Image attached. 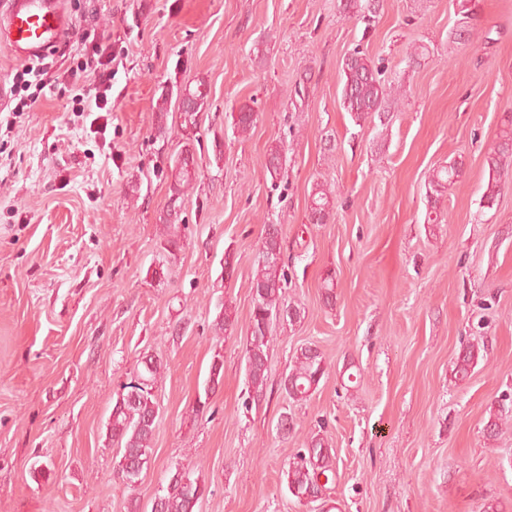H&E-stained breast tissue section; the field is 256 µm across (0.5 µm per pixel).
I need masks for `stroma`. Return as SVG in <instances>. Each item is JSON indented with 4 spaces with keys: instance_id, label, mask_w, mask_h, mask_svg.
<instances>
[{
    "instance_id": "obj_1",
    "label": "stroma",
    "mask_w": 512,
    "mask_h": 512,
    "mask_svg": "<svg viewBox=\"0 0 512 512\" xmlns=\"http://www.w3.org/2000/svg\"><path fill=\"white\" fill-rule=\"evenodd\" d=\"M344 4L64 0L70 25L48 90L14 89L22 64L0 48V512H128L177 464L208 488L196 512H480L488 501L512 512V178L483 199L487 153L512 116V0H381L365 20ZM97 43L112 59L110 86L85 85V102L103 94L112 107L99 121L60 80ZM356 48L404 90L361 125L340 82ZM200 84L196 178L172 251L160 218L186 144L177 95ZM22 98L31 106L19 112ZM244 105L257 121L240 135L232 115ZM274 145L286 157L277 177ZM453 161L463 176L429 222L428 178ZM320 182L334 208L312 224ZM267 224L282 227L285 299L301 318L276 325L252 403L245 348ZM159 267L165 280L152 277ZM228 307L234 327L216 333ZM469 343L483 355L455 379ZM310 344L326 372L293 402L280 381ZM145 356L164 370L151 462L130 487L107 424ZM493 409L506 421L489 438ZM316 434L336 480L306 504L286 471Z\"/></svg>"
}]
</instances>
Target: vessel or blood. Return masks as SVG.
<instances>
[{
  "label": "vessel or blood",
  "mask_w": 512,
  "mask_h": 512,
  "mask_svg": "<svg viewBox=\"0 0 512 512\" xmlns=\"http://www.w3.org/2000/svg\"><path fill=\"white\" fill-rule=\"evenodd\" d=\"M68 26L62 0H0V46L23 62L53 51Z\"/></svg>",
  "instance_id": "1"
}]
</instances>
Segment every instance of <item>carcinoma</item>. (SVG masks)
Masks as SVG:
<instances>
[{
	"label": "carcinoma",
	"mask_w": 512,
	"mask_h": 512,
	"mask_svg": "<svg viewBox=\"0 0 512 512\" xmlns=\"http://www.w3.org/2000/svg\"><path fill=\"white\" fill-rule=\"evenodd\" d=\"M375 0H346L345 9L361 18L376 11ZM342 100L344 109L352 119L360 123L368 117L385 111V104L395 99L397 88L382 78L381 71L363 51L354 50L345 57L341 73ZM257 116L252 109L243 106L232 115L234 131L239 134L249 132ZM192 153L185 148L178 153L172 167L169 200L183 201L186 188L196 174V163H191L185 155ZM487 164L492 172L484 199L492 204L498 193L502 177L509 175L512 165V128L503 131L500 141L491 149ZM462 176V168L457 162H450L433 171L428 181L427 199L431 208L437 203L446 189ZM333 191L316 184L308 205V220L312 224H324L333 208ZM288 278L285 262L276 259L258 262L252 282L254 287L253 305L250 313L247 339L246 373L248 388L257 394L265 393L267 383L268 352L273 342V327L279 314L288 311L289 320L300 318V311L285 303L284 290ZM481 349L470 344L459 353L454 375L465 378L480 358ZM161 374V363L151 357L142 358L131 372L128 381L121 384L114 393L112 414L108 430L112 444L118 448L115 471L127 485L133 486L152 451L158 405L153 388ZM325 374V360L321 352L310 356L299 349L293 357L292 365L281 389L293 402L307 400L317 389ZM186 480H169L167 492L156 495L151 501L150 512H195V508L206 492L205 484L194 476L190 468L184 469ZM289 492L299 498L308 489L323 490L334 479L335 466L331 449L324 438L315 435L304 448L292 455L286 473Z\"/></svg>",
	"instance_id": "obj_1"
}]
</instances>
